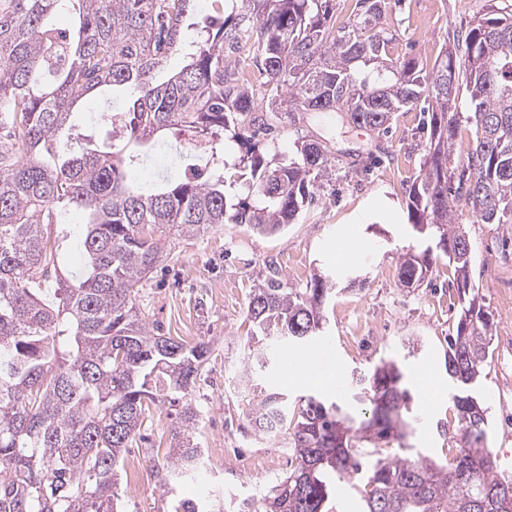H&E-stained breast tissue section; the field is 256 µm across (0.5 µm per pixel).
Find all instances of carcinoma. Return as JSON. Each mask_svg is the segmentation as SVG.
Returning <instances> with one entry per match:
<instances>
[{"label":"carcinoma","mask_w":512,"mask_h":512,"mask_svg":"<svg viewBox=\"0 0 512 512\" xmlns=\"http://www.w3.org/2000/svg\"><path fill=\"white\" fill-rule=\"evenodd\" d=\"M224 13L193 16L194 0H0V512H114L115 472L149 441L151 409L174 412L168 450L148 456L161 487L197 472L200 410L192 393L208 343L163 336L141 317L143 281L170 253L158 232L192 237L225 222L273 235L317 205L335 156L328 140L299 135L286 162L260 150L274 122L301 112H339L351 127L388 132L393 114L427 104L429 138L405 188L420 246L400 257L404 287L422 285L434 250L454 268L459 299L448 339L449 399L457 427L452 462L384 454L405 438L414 402L404 368L382 359L356 381L358 420L320 395L288 410L285 395L253 383L276 343L313 344L335 284L315 276L285 288L276 270L251 290L253 327L238 394L260 434L288 432L295 465L258 503L237 512H331L336 484L361 494L362 512H512V476L487 446L488 406L474 392L495 322L471 278L473 249L456 222L459 205L480 224H512V8L488 0L434 62L394 57L383 27L388 0H355L346 24L336 0H221ZM64 13L71 30L54 27ZM194 31L188 58L159 83L156 73ZM132 90L103 117L102 143L62 144L91 92ZM472 131L455 160L458 127ZM188 130L201 146L180 170L143 185L131 175L140 149ZM231 141L249 144L228 157ZM82 215L80 278L58 262L59 232ZM55 278L52 301L42 285ZM189 500L172 512H215Z\"/></svg>","instance_id":"obj_1"}]
</instances>
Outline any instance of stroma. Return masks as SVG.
Returning <instances> with one entry per match:
<instances>
[{
	"label": "stroma",
	"instance_id": "obj_1",
	"mask_svg": "<svg viewBox=\"0 0 512 512\" xmlns=\"http://www.w3.org/2000/svg\"><path fill=\"white\" fill-rule=\"evenodd\" d=\"M485 8L486 0H392L383 25L394 36L393 56L434 59L454 32ZM421 119L417 109L398 112L388 135L380 138L364 128L341 127L332 118L301 115L296 126L302 134L330 139L339 155L380 156L381 164L367 172L337 167L335 196H323L303 223L283 233L260 235L227 224L171 241L173 260L151 273L137 303L147 323L160 325L164 335L192 336L212 346L194 394L202 414L199 438L207 480H184L176 485L175 497L219 499L224 512H234L243 500L261 499L288 473L284 467L246 472L237 464L246 455H289L287 435H261L248 425L236 385L247 349V297L272 266L291 288L305 287L314 275L336 272V294L323 309L336 377L349 384L380 360L400 361L418 391L406 445L413 454L448 459V438L437 425L455 420L444 367V350L457 320L454 271L440 259L422 286L406 288L398 280L399 258L414 242L403 186L418 175L422 163L428 136ZM458 220L474 250L471 277L496 322L493 354L477 386L491 417L487 445L512 472V224H480L465 209L459 210ZM348 247L355 261L344 275L340 255ZM294 263L302 266V277H292ZM255 378L292 402L312 390L292 377L281 353ZM116 490L118 512H138L143 499L150 512H169L171 498L152 478L134 490L123 476Z\"/></svg>",
	"mask_w": 512,
	"mask_h": 512
}]
</instances>
